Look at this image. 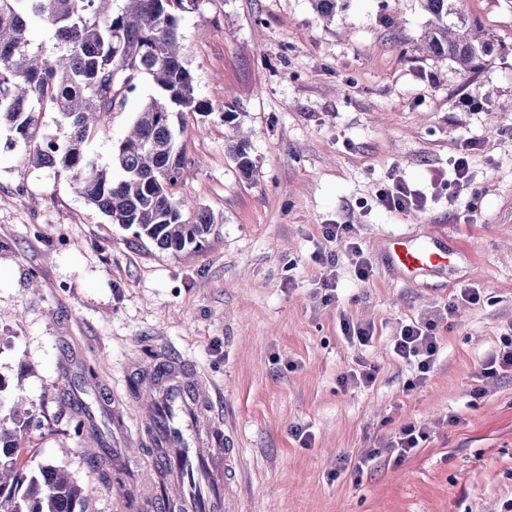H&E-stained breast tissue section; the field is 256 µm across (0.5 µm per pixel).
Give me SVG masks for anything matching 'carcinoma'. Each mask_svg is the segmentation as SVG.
Masks as SVG:
<instances>
[{
	"label": "carcinoma",
	"instance_id": "carcinoma-1",
	"mask_svg": "<svg viewBox=\"0 0 512 512\" xmlns=\"http://www.w3.org/2000/svg\"><path fill=\"white\" fill-rule=\"evenodd\" d=\"M113 14L112 0H0V125L12 133L9 145L23 143L39 167L71 173L83 198L111 223L165 251L203 247L215 217L175 196L188 165L178 136L183 114L206 120L215 114L227 124L232 110L199 98L181 57L180 22L198 0H125ZM428 16L422 41L435 57L454 62L467 76L485 69L512 46L486 33L480 19L458 7L461 0H419ZM325 21L336 17L337 0H313ZM42 27L53 50H29V33ZM160 89L149 98L102 164L89 145L104 118L135 94L142 77ZM57 115L64 138L41 133L45 113ZM237 168L249 176L255 163L250 142L229 145ZM121 177L113 178V170ZM32 415L12 411L0 417V512H83L84 488L51 464L23 461Z\"/></svg>",
	"mask_w": 512,
	"mask_h": 512
}]
</instances>
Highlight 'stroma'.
Returning <instances> with one entry per match:
<instances>
[{
  "label": "stroma",
  "instance_id": "35a3bbf8",
  "mask_svg": "<svg viewBox=\"0 0 512 512\" xmlns=\"http://www.w3.org/2000/svg\"><path fill=\"white\" fill-rule=\"evenodd\" d=\"M460 7L512 43V0ZM426 21L418 0H348L327 26L311 0H200L184 13L197 95L238 114L232 126L185 117L176 195L216 218L199 250L163 251L109 223L69 172L32 166L0 128V411L18 400L33 411L28 461L64 467L87 490V512H128L127 491L146 512L145 397L154 369L176 362L209 394L200 434L240 451L243 512H512V376L480 374L512 329V112L499 110L512 101V55L462 78L419 51ZM156 93L143 79L92 153L109 160ZM236 125L250 134V178L228 152ZM469 138L462 190L453 160ZM396 181L424 191L426 210L378 206ZM336 222L355 224L369 282L324 240ZM391 235L439 238L455 249L451 269L404 281L385 253ZM467 286L480 301L449 318L427 379L408 389L416 372L393 336ZM344 318L373 324L372 343H347ZM361 360L374 385L342 387ZM86 407L111 426L106 447L74 436ZM409 423L430 434L415 454L377 458L358 483L342 473ZM106 471L124 474V492Z\"/></svg>",
  "mask_w": 512,
  "mask_h": 512
}]
</instances>
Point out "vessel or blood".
I'll return each instance as SVG.
<instances>
[{"label": "vessel or blood", "mask_w": 512, "mask_h": 512, "mask_svg": "<svg viewBox=\"0 0 512 512\" xmlns=\"http://www.w3.org/2000/svg\"><path fill=\"white\" fill-rule=\"evenodd\" d=\"M388 255L401 278L415 282L447 268L451 258L448 249L438 243H413L405 237L388 241ZM205 392L191 381L172 380L159 397L153 398L154 407H170L183 413L185 421L179 433L161 431L160 440L167 450L171 470V488L157 490L154 499L165 512H195V500L182 485L179 467L190 462L196 465L208 494L203 505L205 512H236L232 503L231 477L238 460L234 448H196L192 442L199 424L200 406Z\"/></svg>", "instance_id": "vessel-or-blood-1"}]
</instances>
